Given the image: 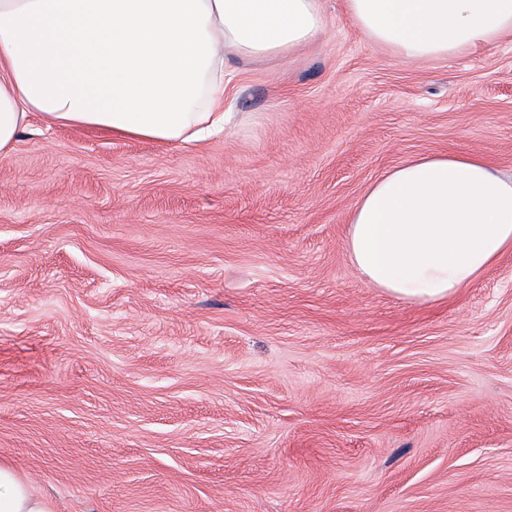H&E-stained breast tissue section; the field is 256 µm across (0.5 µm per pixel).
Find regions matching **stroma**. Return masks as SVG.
Returning <instances> with one entry per match:
<instances>
[{"instance_id":"stroma-1","label":"stroma","mask_w":512,"mask_h":512,"mask_svg":"<svg viewBox=\"0 0 512 512\" xmlns=\"http://www.w3.org/2000/svg\"><path fill=\"white\" fill-rule=\"evenodd\" d=\"M322 4L225 134L34 116L0 159V464L55 512H512V252L418 303L347 250L410 158L512 176V36L409 62Z\"/></svg>"}]
</instances>
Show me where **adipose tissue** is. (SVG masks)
<instances>
[{"instance_id": "ef3b65f1", "label": "adipose tissue", "mask_w": 512, "mask_h": 512, "mask_svg": "<svg viewBox=\"0 0 512 512\" xmlns=\"http://www.w3.org/2000/svg\"><path fill=\"white\" fill-rule=\"evenodd\" d=\"M372 43L449 59L512 34V0H345ZM326 27L321 0H0V159L31 114L159 143L223 132L224 73L286 58ZM350 261L371 287L441 302L512 252V177L465 152L424 155L354 204ZM0 512H54L0 465Z\"/></svg>"}]
</instances>
